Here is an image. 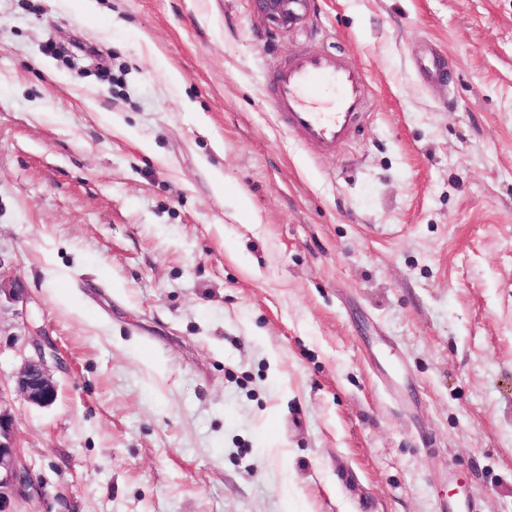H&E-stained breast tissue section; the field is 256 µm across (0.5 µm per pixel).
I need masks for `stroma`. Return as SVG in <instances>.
<instances>
[{
    "label": "stroma",
    "instance_id": "stroma-1",
    "mask_svg": "<svg viewBox=\"0 0 512 512\" xmlns=\"http://www.w3.org/2000/svg\"><path fill=\"white\" fill-rule=\"evenodd\" d=\"M307 48L366 79L330 155ZM0 253L19 512H512V0H0ZM311 0H252L255 11L279 29L290 28L306 16ZM323 84L337 90L329 108L315 98ZM273 90L275 106L288 130L320 152H331L346 140L362 114L359 74L324 54L307 52L279 64L273 73ZM9 260L0 253V309L3 305V295L10 304L24 301V289L8 272ZM15 389L26 402L37 407H49L56 401L57 386L40 349L37 357L27 360L17 373Z\"/></svg>",
    "mask_w": 512,
    "mask_h": 512
}]
</instances>
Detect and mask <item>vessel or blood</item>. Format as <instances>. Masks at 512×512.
I'll return each mask as SVG.
<instances>
[{
  "label": "vessel or blood",
  "instance_id": "b4317fda",
  "mask_svg": "<svg viewBox=\"0 0 512 512\" xmlns=\"http://www.w3.org/2000/svg\"><path fill=\"white\" fill-rule=\"evenodd\" d=\"M325 84L337 90L328 108L316 99L317 89ZM273 90L282 122L306 145L321 152L333 151L346 140L361 115L359 74L320 53H303L279 64L273 73Z\"/></svg>",
  "mask_w": 512,
  "mask_h": 512
}]
</instances>
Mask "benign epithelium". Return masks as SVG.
Segmentation results:
<instances>
[{
	"mask_svg": "<svg viewBox=\"0 0 512 512\" xmlns=\"http://www.w3.org/2000/svg\"><path fill=\"white\" fill-rule=\"evenodd\" d=\"M255 11L279 29L290 28L306 16L310 0H252ZM9 260L0 254V309L3 302L24 301V289L10 278ZM15 389L31 405L45 408L57 399L44 353L27 360L15 377ZM34 483L31 468L16 446L10 416L0 411V512H16L18 500L28 495Z\"/></svg>",
	"mask_w": 512,
	"mask_h": 512,
	"instance_id": "benign-epithelium-1",
	"label": "benign epithelium"
}]
</instances>
